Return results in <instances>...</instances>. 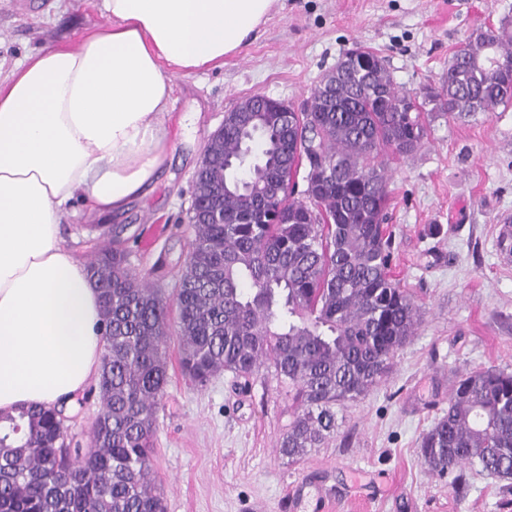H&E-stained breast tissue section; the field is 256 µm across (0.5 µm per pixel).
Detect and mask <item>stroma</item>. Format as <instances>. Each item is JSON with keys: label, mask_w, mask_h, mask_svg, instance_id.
I'll use <instances>...</instances> for the list:
<instances>
[{"label": "stroma", "mask_w": 512, "mask_h": 512, "mask_svg": "<svg viewBox=\"0 0 512 512\" xmlns=\"http://www.w3.org/2000/svg\"><path fill=\"white\" fill-rule=\"evenodd\" d=\"M0 0V78L42 48L78 46L104 23L102 0ZM512 21V0H278L255 39L223 67L177 76L169 165L158 184L106 221L82 214L64 237L89 260L117 235L135 272L165 293L179 282L193 232V176L226 112L262 94L304 109L344 52L371 48L396 86L424 97L448 80L453 53L478 31ZM430 129L408 156L386 153L392 273L423 308L415 334L385 379L337 414L336 438L295 463L277 441L293 416L287 389L260 371L248 387L232 374L200 387L167 344L168 385L157 412L150 478L166 512H298L297 485L323 494L324 512H512L499 478L474 475L464 492L420 455L423 436L448 408L454 373L512 371V261L497 237L512 219V105L448 120L426 104ZM97 395L64 418L66 441L88 448Z\"/></svg>", "instance_id": "stroma-1"}]
</instances>
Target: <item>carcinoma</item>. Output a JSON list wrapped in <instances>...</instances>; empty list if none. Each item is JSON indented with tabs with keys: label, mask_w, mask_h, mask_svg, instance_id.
Here are the masks:
<instances>
[{
	"label": "carcinoma",
	"mask_w": 512,
	"mask_h": 512,
	"mask_svg": "<svg viewBox=\"0 0 512 512\" xmlns=\"http://www.w3.org/2000/svg\"><path fill=\"white\" fill-rule=\"evenodd\" d=\"M334 93L303 112H229L207 143L178 288L133 272L114 239L87 262L100 290L101 411L90 449L68 448L54 407L0 413V512H165L149 478L156 412L168 384L170 305L182 371L203 387L217 372L249 382L273 370L297 406L278 443L293 462L325 448L336 408L366 395L415 335L422 308L391 275L388 151L428 134L424 103L398 89L385 60L356 47ZM448 116L512 103V28H488L448 63ZM305 168V189L295 175ZM420 454L440 476L512 479V373L454 376L448 411Z\"/></svg>",
	"instance_id": "obj_1"
}]
</instances>
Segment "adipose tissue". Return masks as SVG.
I'll list each match as a JSON object with an SVG mask.
<instances>
[{"label": "adipose tissue", "instance_id": "ef3b65f1", "mask_svg": "<svg viewBox=\"0 0 512 512\" xmlns=\"http://www.w3.org/2000/svg\"><path fill=\"white\" fill-rule=\"evenodd\" d=\"M275 0H103L78 47L0 83V411L69 412L99 379L102 303L64 225L143 197L166 168L173 79L223 66Z\"/></svg>", "mask_w": 512, "mask_h": 512}]
</instances>
